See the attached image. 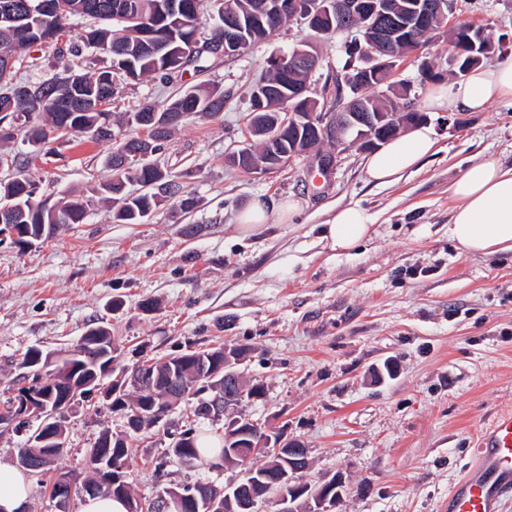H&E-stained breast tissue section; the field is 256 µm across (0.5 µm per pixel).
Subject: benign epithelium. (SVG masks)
Masks as SVG:
<instances>
[{"instance_id": "obj_1", "label": "benign epithelium", "mask_w": 512, "mask_h": 512, "mask_svg": "<svg viewBox=\"0 0 512 512\" xmlns=\"http://www.w3.org/2000/svg\"><path fill=\"white\" fill-rule=\"evenodd\" d=\"M457 0H411L406 7L398 9L389 0H264L260 9L272 13L288 14V21L300 22L309 31L313 32V40L297 47L290 53L278 54L272 57V64H288V67L307 66L316 69L319 65L317 54V41L320 36L327 34L346 33L351 39L346 42V49L353 58L360 61L357 67L351 66L336 74V84L340 95L336 100L333 111L321 113V120H315L316 110L320 105L322 92L315 86L306 83L293 97V104L308 109V113H286V119L281 122L285 126L288 121H309L314 134L321 137H331L336 148L344 147L351 136L361 141L365 150L376 148L379 143L401 129L414 124L417 117L412 114L409 106L395 113L372 112L359 105L357 92L364 85L377 80L381 75L391 77L399 67L401 55L398 44L402 43L401 34L406 30L420 32L430 27L433 19L448 13L455 14ZM351 18L364 20L363 26L348 24ZM453 35L458 43L456 52L451 59L453 74L457 77L466 73L470 64L479 60V57L467 53V50L484 43V49L496 48V41L486 29L477 27L465 20H460L452 26ZM242 43L234 29L224 30V42L220 53L225 56H234L241 52ZM226 163L240 170L256 171L260 175L280 170V164H271L267 167L254 164L250 154L243 150L231 151L225 157ZM242 357L238 356L234 347L224 348V389L211 398L208 403L212 418H224V433L229 439L249 437L252 439L250 447L264 448L271 454L287 461L293 473L299 472L300 463L304 459L294 455L285 456L292 450L300 451V443L290 440L281 434L279 436H261L258 423L243 414H236L234 410L241 402L242 377L235 370ZM186 397L181 387L172 386L163 390L160 396L162 411L156 414L155 423H160L168 412L181 403ZM36 418L42 420L40 428L44 432L40 441L47 442L56 438L54 435L55 423L58 416L51 409L48 398L44 393L31 391L12 402L10 411L0 413V429L5 428L12 432L19 431L18 424ZM288 474L274 475L271 478H262L261 487L265 492L278 491L276 503L281 505L278 512H295L294 500L290 499L284 485ZM344 481L341 475H336L326 482L324 488L315 495L316 506L308 512H335L342 499L341 488ZM74 494V482L71 477H63L57 485L54 498L58 501L61 512H68L67 505ZM258 492L251 483L240 482L234 486L224 488V505L218 501L206 503L207 512H252L258 503ZM199 508L197 495L193 486L172 491L150 502L146 506L138 504L137 512H185L188 507Z\"/></svg>"}]
</instances>
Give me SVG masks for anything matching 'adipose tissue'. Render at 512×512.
I'll return each mask as SVG.
<instances>
[{
    "instance_id": "adipose-tissue-1",
    "label": "adipose tissue",
    "mask_w": 512,
    "mask_h": 512,
    "mask_svg": "<svg viewBox=\"0 0 512 512\" xmlns=\"http://www.w3.org/2000/svg\"><path fill=\"white\" fill-rule=\"evenodd\" d=\"M493 101L512 104V58L472 69L460 82L432 88L425 107L430 112H480ZM436 147L433 126L419 124L387 141L366 158L369 182L391 184L397 175L416 168ZM455 204L448 236L466 256L512 252V166L495 160L469 163L450 187ZM372 217L348 205L321 227V237L334 250L357 247L370 233ZM32 482L23 471L0 466V512H27Z\"/></svg>"
}]
</instances>
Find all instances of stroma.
Returning <instances> with one entry per match:
<instances>
[{"mask_svg":"<svg viewBox=\"0 0 512 512\" xmlns=\"http://www.w3.org/2000/svg\"><path fill=\"white\" fill-rule=\"evenodd\" d=\"M457 13L508 36L489 63L512 56V0H458ZM311 37L287 24L237 57L213 56L184 74L185 84L224 89L223 112L189 118L158 155L197 198L191 213L168 203L144 223L113 222L94 198L105 144L65 145L30 161L39 197L79 190L92 203L85 223L61 226L26 251L0 245V391L17 384L21 353L65 355L94 325L109 329L119 370L189 345H244L250 353L239 370L265 394L242 412L304 444L308 482L342 476L338 512H439L477 457L478 430L512 410V253L464 257L448 238V187L466 164L512 165V106L432 115L435 154L386 186L368 183L357 143L325 174L312 154L270 175L228 166L226 154L251 143L250 90L268 60ZM451 54L449 39L439 38L401 63L395 78L412 84L415 108L429 91L421 63L441 66ZM176 90L151 78L120 85L112 113ZM256 197L268 204V222L240 237L236 217ZM290 198L303 208L283 224L277 207ZM350 204L372 215L370 236L331 250L320 226ZM187 224L198 225L195 236L183 235ZM145 299L154 310L141 309ZM390 359L396 375L375 380ZM64 426L54 469L85 479L100 434L127 437L132 493L144 501L164 487H223L243 477L241 467L205 463L156 470L169 435H129L124 412L98 396L76 402Z\"/></svg>","mask_w":512,"mask_h":512,"instance_id":"stroma-1","label":"stroma"}]
</instances>
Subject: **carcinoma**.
<instances>
[{
    "label": "carcinoma",
    "instance_id": "cac0c4a2",
    "mask_svg": "<svg viewBox=\"0 0 512 512\" xmlns=\"http://www.w3.org/2000/svg\"><path fill=\"white\" fill-rule=\"evenodd\" d=\"M15 16L24 20L29 30L32 49L43 44L59 42L68 33L73 18L90 20L76 42L64 43L59 48V64L62 70L40 82L24 81L23 69L38 66L31 52L20 53L10 69L0 67V118L9 122L0 127V144L18 139L28 142L32 151L51 154L55 145L68 139L84 137L91 142L109 143L111 151L105 161L106 175L96 189L100 199L111 204L112 221L119 224H141L163 203L173 200L182 212L192 211L197 200L185 193L179 184L169 178L168 171L155 163H142L135 159L136 152L155 153L171 136V133L187 119L212 117L224 109V91L217 86H191L181 88L167 103L158 105L143 102L125 113L126 125L143 131L136 136L118 137L111 130L110 116L112 95L116 85L126 81L158 78L168 83L178 81L186 67L200 66L216 52L207 45L224 39L226 16L233 17L242 30L248 44L262 41L288 20L283 16L261 25L253 12L257 0H214L219 4L218 21L207 36H202V0H124L135 15L133 19L116 18L112 15L115 0H53L56 8L39 12L30 5L39 0H10ZM147 25L159 28L164 37L185 49L183 60L165 55L153 44L141 37ZM448 25V17H442L431 33L420 32L403 42L402 55L408 56L417 47L428 43ZM104 55L109 64L97 66L98 56ZM308 71L304 68L268 66L264 82L277 88L278 100L266 113V122L272 123L276 113L288 110V93L304 85ZM361 100L371 108L383 104L382 85L375 82L363 87ZM256 145L250 152L259 162H280L288 165L295 145H304L305 127L289 125L277 138L269 141L265 127L250 126ZM0 162L11 163L14 177L0 183L1 224H83L88 216L89 203L82 196L71 194L66 200L47 204L36 198L39 184L27 166L17 156L0 151ZM146 184L149 190L133 195L128 186ZM113 341L109 331L102 326L89 328L72 353L51 364L40 360V350L29 349L18 362L26 371L16 388L23 393L41 385L48 396L58 404L60 411L67 410L76 397L92 392L79 387L107 372V364L114 359ZM158 374V389L129 398L124 393L111 399L112 408L121 410L127 417H150L154 402L161 395L160 389L170 383V378L186 385L188 400L205 390H213L224 384V347L206 350L187 347L166 359L150 365ZM111 437L105 432L89 451V465L94 477L85 484L97 488L95 495L108 496L132 505L131 489L117 492L105 480V473L97 464L98 456L110 454L120 466L130 467L129 449L122 439L113 440V446L104 447L103 440ZM210 449L203 446L200 434L190 427L178 434L165 457L182 461L188 457L203 460Z\"/></svg>",
    "mask_w": 512,
    "mask_h": 512
}]
</instances>
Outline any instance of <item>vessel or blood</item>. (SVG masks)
I'll use <instances>...</instances> for the list:
<instances>
[{
	"instance_id": "1",
	"label": "vessel or blood",
	"mask_w": 512,
	"mask_h": 512,
	"mask_svg": "<svg viewBox=\"0 0 512 512\" xmlns=\"http://www.w3.org/2000/svg\"><path fill=\"white\" fill-rule=\"evenodd\" d=\"M478 462L449 491L444 512H498L512 491V412L498 413L477 441Z\"/></svg>"
}]
</instances>
